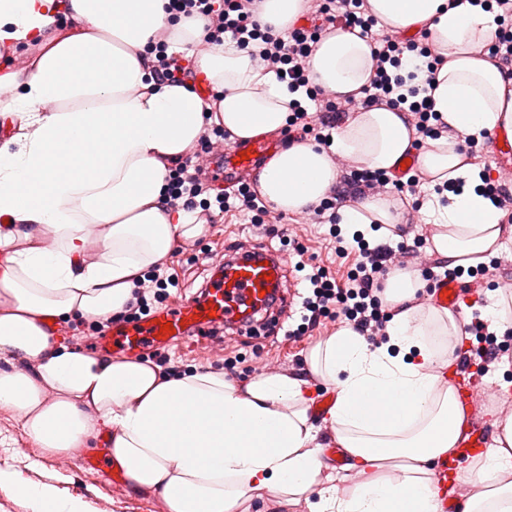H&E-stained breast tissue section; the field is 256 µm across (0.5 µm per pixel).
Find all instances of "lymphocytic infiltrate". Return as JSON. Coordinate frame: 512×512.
I'll return each instance as SVG.
<instances>
[{
    "instance_id": "obj_1",
    "label": "lymphocytic infiltrate",
    "mask_w": 512,
    "mask_h": 512,
    "mask_svg": "<svg viewBox=\"0 0 512 512\" xmlns=\"http://www.w3.org/2000/svg\"><path fill=\"white\" fill-rule=\"evenodd\" d=\"M256 3L257 0H169L167 9L179 17H204L207 21L205 43L219 44L228 37L239 46L252 47V56L258 66L282 74L290 88H304L307 99L315 103L321 117L316 120L306 108H294L286 132L299 135L303 140L311 138L319 145H327L336 130L337 120L348 110L347 105L310 86L305 71L306 60L330 26L341 24L359 28L361 37L374 49L376 68L364 89L362 100L366 107L391 103L393 95L403 87L399 68L405 53L426 58L427 68L431 71L442 62L428 38L405 42L387 32L375 33L378 20L369 15L365 0H310L307 11L315 15L316 26L309 29L294 26L282 34L259 22ZM168 182L171 205L201 208L210 219L218 213H243L249 215L256 232H264L266 208L250 186L242 184L237 191L211 195L207 181L188 161L170 170ZM419 183L420 178L416 175L393 182L380 172L357 171L347 182V192L356 197L363 195L365 190L389 185L396 192L413 195L412 208L417 211L423 205L418 197ZM396 250L405 253L409 247L402 243L394 249L386 244L372 247L363 242L354 249L344 244L337 245L336 251L340 256H348L353 251L360 256L355 269L343 281L336 280L323 267L307 265L303 260L296 262L295 268L303 272L305 281L310 284V292L302 300L300 322L293 331L294 336L306 335L325 321L342 317L370 340L384 337V325L390 314L381 301V294L387 263ZM172 284L171 277L160 272L159 268L145 272L136 280L135 299L126 304L119 314L120 319L138 318L157 309L166 302L167 290ZM489 326V320L478 317L463 326L464 333L476 340L470 352L478 359L479 369L484 374L496 367L504 350Z\"/></svg>"
}]
</instances>
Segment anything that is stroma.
Wrapping results in <instances>:
<instances>
[{
  "mask_svg": "<svg viewBox=\"0 0 512 512\" xmlns=\"http://www.w3.org/2000/svg\"><path fill=\"white\" fill-rule=\"evenodd\" d=\"M269 226L266 236L254 235L249 216L228 212L214 222L204 224L203 232L191 242H180L165 264L167 273L178 279L177 288L170 291V302L188 300L209 281L213 269L224 257V246L231 242L260 243L293 255L294 245H302L307 257L329 269L336 278H346L354 269L356 255L341 258L336 254L331 227L318 224L307 214H288L272 211L265 218ZM293 230L297 242L283 241L285 230ZM497 265L486 274L463 273L462 282L469 285L472 303L464 307L463 318L473 312H486L497 293H512V241L505 242L498 253ZM344 320L326 322L310 335L299 340L271 335L266 322H258L243 334H223L194 337L181 344L162 348L170 357L178 373L196 369H221L226 357L240 355L241 362L233 379L237 385H247L263 374L307 376L308 356L318 343L344 327ZM0 449L8 456L0 460V471H7L34 485L49 484L63 498L81 499L86 512H168L162 497L148 490H134L125 495L111 488L93 471L85 469L79 461L61 463L59 455L47 454L39 444L28 437L21 418L14 412L0 409Z\"/></svg>",
  "mask_w": 512,
  "mask_h": 512,
  "instance_id": "obj_1",
  "label": "stroma"
}]
</instances>
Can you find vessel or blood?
<instances>
[{"label": "vessel or blood", "mask_w": 512, "mask_h": 512, "mask_svg": "<svg viewBox=\"0 0 512 512\" xmlns=\"http://www.w3.org/2000/svg\"><path fill=\"white\" fill-rule=\"evenodd\" d=\"M272 149V144L262 139L222 148L223 165L211 172L213 187L219 190L234 187L241 176L253 173ZM492 157L501 180H512V145H493ZM286 279L287 260L273 250H227L222 278L207 285L198 296L159 308L137 321L114 323L108 333L98 337L97 344L107 351L136 355L177 339L185 341L222 328L246 329L256 315L270 313L289 303L291 296L285 291ZM429 301L434 306L459 311L468 305L469 294L459 280L441 279L434 283ZM167 322L171 323L172 332L161 333V324ZM468 370V363L458 362L455 395L467 420L460 430L456 451L452 456L438 458L432 468L438 512H457L460 498L457 493L449 492L448 481L456 477L461 462L477 456L491 439L486 421L477 417L483 402L481 388L468 378ZM73 455L85 468L104 477L111 487L128 489L125 470L111 455L104 453L94 457L83 447L74 449Z\"/></svg>", "instance_id": "1"}]
</instances>
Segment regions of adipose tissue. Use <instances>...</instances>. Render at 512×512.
<instances>
[{"instance_id": "adipose-tissue-1", "label": "adipose tissue", "mask_w": 512, "mask_h": 512, "mask_svg": "<svg viewBox=\"0 0 512 512\" xmlns=\"http://www.w3.org/2000/svg\"><path fill=\"white\" fill-rule=\"evenodd\" d=\"M168 0H0V46L34 50L23 68L0 71V356L35 361L34 374L0 371V408L24 420L47 453L78 447L97 427L112 433L113 458L169 512H232L243 497H295L318 490L311 512H437L430 460L452 454L464 414L442 371L461 347L463 323L445 308L416 303L420 276L393 270L385 343L345 326L309 355L310 376L334 387L329 412L336 442L365 479L352 495L320 486L307 378L263 375L246 387L223 373L168 376L148 362L83 353L50 335V320L102 321L131 300L133 281L163 265L176 244L199 236L192 212L167 207L170 169L207 123L238 140L272 136L288 123L290 92L234 43L207 45L199 18L172 21ZM388 30L428 29L443 63L432 93L448 137L427 141L417 166L431 185L464 180L439 214L431 242L448 268L475 267L512 241V224L483 196L480 168L449 138L512 135V67L491 58L497 28L489 0H367ZM185 51L219 92L213 117L190 86L157 81L148 45L161 33ZM375 62L357 30L323 34L305 70L337 99L359 98ZM407 105L357 107L330 147L284 144L264 165L257 190L275 210L300 213L338 184L341 156L358 168L393 173L410 151ZM340 224L389 236L403 206L377 196L338 209ZM103 228L96 260H85L88 225ZM95 410L91 423L87 410ZM492 445L466 470L483 485L464 512H512V483L498 480L512 455V411L494 420ZM405 458L401 481L382 476ZM0 488L34 512H86L50 485L0 472Z\"/></svg>"}]
</instances>
